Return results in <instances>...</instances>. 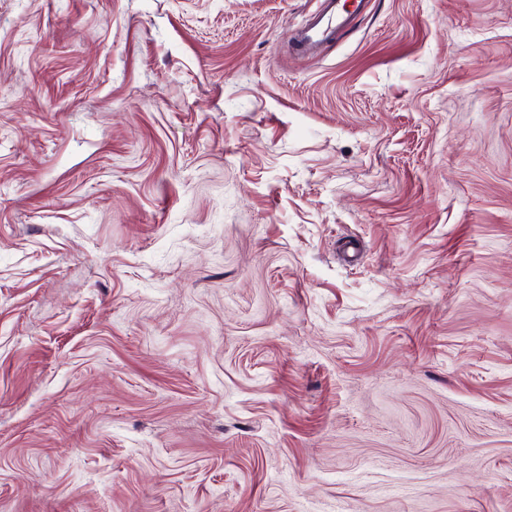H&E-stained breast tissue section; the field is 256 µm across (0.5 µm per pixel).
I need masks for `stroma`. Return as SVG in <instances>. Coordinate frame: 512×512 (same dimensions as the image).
Wrapping results in <instances>:
<instances>
[{"instance_id":"1","label":"stroma","mask_w":512,"mask_h":512,"mask_svg":"<svg viewBox=\"0 0 512 512\" xmlns=\"http://www.w3.org/2000/svg\"><path fill=\"white\" fill-rule=\"evenodd\" d=\"M0 0V512H512V0ZM320 9L306 22L297 37L300 51L306 52L326 42L334 32L347 28L355 13L345 11L343 0H317Z\"/></svg>"}]
</instances>
